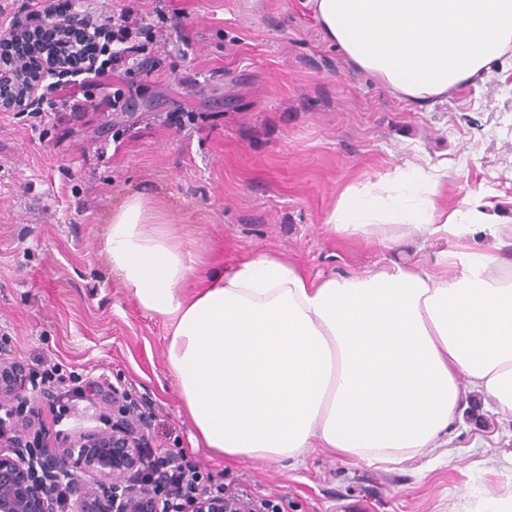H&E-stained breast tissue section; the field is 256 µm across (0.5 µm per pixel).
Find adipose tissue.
Wrapping results in <instances>:
<instances>
[{
  "mask_svg": "<svg viewBox=\"0 0 512 512\" xmlns=\"http://www.w3.org/2000/svg\"><path fill=\"white\" fill-rule=\"evenodd\" d=\"M314 5L355 65L411 98L472 83L512 47V0ZM447 174L405 164L348 189L326 224L339 236L440 244L434 269L390 260L314 280L260 252L191 288L190 253L139 199L114 215L109 262L167 321L168 368L205 447L230 463L328 448L395 465L442 446L467 392L512 417V262L460 243L472 224L512 240V225L486 202L438 205Z\"/></svg>",
  "mask_w": 512,
  "mask_h": 512,
  "instance_id": "1",
  "label": "adipose tissue"
}]
</instances>
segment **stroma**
I'll list each match as a JSON object with an SVG mask.
<instances>
[{
  "label": "stroma",
  "mask_w": 512,
  "mask_h": 512,
  "mask_svg": "<svg viewBox=\"0 0 512 512\" xmlns=\"http://www.w3.org/2000/svg\"><path fill=\"white\" fill-rule=\"evenodd\" d=\"M189 42L142 75L132 112L0 115V358L107 378L147 417L156 455L294 512H474L512 493V418L467 395L448 456L354 463L325 449L236 465L194 444L166 361L167 325L145 312L104 251L112 216L140 198L195 261L194 278L253 252L313 278L413 259L409 242L337 236L325 223L349 187L409 161L447 162L437 203H491L512 225V67L428 103L392 93L327 39L310 0H168ZM197 82H190V75ZM33 426L94 424L63 414L55 389L24 392Z\"/></svg>",
  "instance_id": "obj_1"
}]
</instances>
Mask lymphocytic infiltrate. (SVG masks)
Masks as SVG:
<instances>
[{
	"label": "lymphocytic infiltrate",
	"mask_w": 512,
	"mask_h": 512,
	"mask_svg": "<svg viewBox=\"0 0 512 512\" xmlns=\"http://www.w3.org/2000/svg\"><path fill=\"white\" fill-rule=\"evenodd\" d=\"M177 28L167 0H152L141 14L86 0H17L9 14L0 8V112H50L61 123L88 112L127 113L129 97L106 91L104 78L160 70L158 51ZM151 464L159 490L176 500L201 488L224 492L183 459L157 456Z\"/></svg>",
	"instance_id": "f902f5d3"
}]
</instances>
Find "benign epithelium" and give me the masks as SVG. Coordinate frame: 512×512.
<instances>
[{"label":"benign epithelium","instance_id":"7a95c632","mask_svg":"<svg viewBox=\"0 0 512 512\" xmlns=\"http://www.w3.org/2000/svg\"><path fill=\"white\" fill-rule=\"evenodd\" d=\"M30 384L19 361H0V512H58L54 486L79 481V475L97 478L84 487L71 512H173L172 501L162 497L148 477L149 461L138 449L146 444L145 423L123 398L126 389L112 387V416L97 402L81 411L87 420H99L106 428L92 433L58 434L60 452L46 473L29 458L28 430L17 422L10 402ZM188 512H267L253 501L244 505L203 494Z\"/></svg>","mask_w":512,"mask_h":512}]
</instances>
